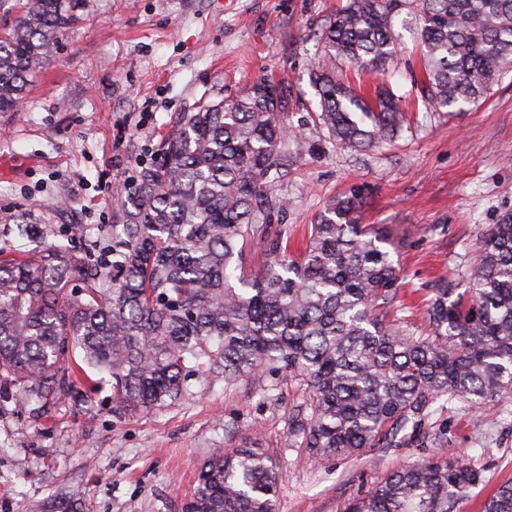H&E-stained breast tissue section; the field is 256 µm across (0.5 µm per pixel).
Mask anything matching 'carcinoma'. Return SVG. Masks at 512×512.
<instances>
[{"instance_id":"1","label":"carcinoma","mask_w":512,"mask_h":512,"mask_svg":"<svg viewBox=\"0 0 512 512\" xmlns=\"http://www.w3.org/2000/svg\"><path fill=\"white\" fill-rule=\"evenodd\" d=\"M0 35V112H13L35 70L76 22L66 0H18ZM417 28L423 103L463 111L512 71V0H348L321 32L311 74L325 142L362 150L405 120L387 88L367 96L336 78V61L382 74L401 51L399 16ZM290 90L266 79L230 102L205 103L123 185L112 225V271L53 244L0 259V395L33 421L78 400L83 367L112 377L118 411L148 412L192 375L225 385L279 370L304 386L291 446L317 459L384 446L444 398L472 416L512 415V214L478 238L477 258L431 289L428 329L386 320L399 294V243L358 224L353 191L307 225L300 255L272 218L288 199L279 175L313 152L303 125L281 119ZM264 246L256 269L245 248ZM483 482L459 456L394 470L347 512H460ZM280 474L256 448L216 450L184 512H276ZM42 512H75L66 495ZM481 512H512V483Z\"/></svg>"}]
</instances>
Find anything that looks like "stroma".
I'll use <instances>...</instances> for the list:
<instances>
[{
  "label": "stroma",
  "mask_w": 512,
  "mask_h": 512,
  "mask_svg": "<svg viewBox=\"0 0 512 512\" xmlns=\"http://www.w3.org/2000/svg\"><path fill=\"white\" fill-rule=\"evenodd\" d=\"M67 2L79 23L37 70L19 110L0 112V164L10 168L0 174V250L48 245L78 225L76 252L108 263L116 187L178 115L236 98L263 77L288 82L290 123L317 111L309 73L323 55L322 29L347 0ZM336 75L365 90L386 84L404 97L408 120L393 141L366 151H336L306 127L314 152L280 184L282 221L301 234L328 198L360 188L359 221L399 241L402 316L425 333L434 284L469 268L480 233L512 214V72L466 111L426 109L418 42L407 31L386 75L359 77L344 61ZM22 223L34 238L17 235ZM303 401L302 386L282 373L229 386L194 377L178 399L140 414L115 409L108 381L38 423L10 407L0 414V512H37L63 487L76 493L78 512H182L204 460L243 446L279 464L277 512H345L394 469L436 456L422 440L439 424L447 453L463 454L485 478L462 512H480L483 497L512 480V423L497 409L441 411L406 447L318 461L288 444V418Z\"/></svg>",
  "instance_id": "stroma-1"
}]
</instances>
